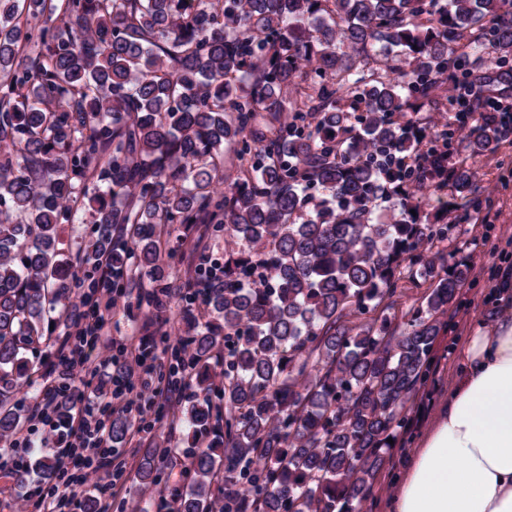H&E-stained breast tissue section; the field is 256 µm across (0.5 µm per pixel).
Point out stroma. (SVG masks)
Segmentation results:
<instances>
[{"label":"stroma","mask_w":512,"mask_h":512,"mask_svg":"<svg viewBox=\"0 0 512 512\" xmlns=\"http://www.w3.org/2000/svg\"><path fill=\"white\" fill-rule=\"evenodd\" d=\"M471 168L480 190V210L466 206L461 198L429 197L425 200L424 210L429 215L446 213L461 217L459 245L468 259L469 278L456 306L446 316L447 332L437 339L433 372L408 405L410 429L396 448L391 449L393 463L378 475L364 512H388L387 505L395 490L392 479L407 467L416 440L446 403L448 389L454 381L455 349L468 336L472 323L479 319L487 327H496L503 308H512V290L499 293L495 276L497 268L512 266V138L505 140L496 154L478 157ZM167 241L176 249L170 261L175 274V298L158 317L147 309L137 308L134 299H122L110 314V327L116 338L134 342L148 335L156 341L167 334L171 339H179L184 329L185 306L180 296L194 280L196 251L220 261L233 248L223 231H208L202 227L190 233L185 244H178L172 235ZM115 449L117 458L126 460L127 465L121 478H113L108 471L99 475L100 484L109 488L108 494L101 498L107 512H157V495L145 491L135 478L140 449L127 447L123 442L116 444Z\"/></svg>","instance_id":"obj_1"}]
</instances>
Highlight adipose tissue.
I'll return each instance as SVG.
<instances>
[{"label": "adipose tissue", "mask_w": 512, "mask_h": 512, "mask_svg": "<svg viewBox=\"0 0 512 512\" xmlns=\"http://www.w3.org/2000/svg\"><path fill=\"white\" fill-rule=\"evenodd\" d=\"M395 484L390 512H512V319L471 328L448 401Z\"/></svg>", "instance_id": "1"}]
</instances>
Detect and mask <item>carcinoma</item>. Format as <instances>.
I'll return each instance as SVG.
<instances>
[{"label":"carcinoma","instance_id":"1","mask_svg":"<svg viewBox=\"0 0 512 512\" xmlns=\"http://www.w3.org/2000/svg\"><path fill=\"white\" fill-rule=\"evenodd\" d=\"M450 74L476 118L487 88L512 92V0H0V437L26 422L15 394L41 392L28 354L64 340L70 284L96 290L108 256L163 310L161 229L213 224L240 248L195 269L173 512H362L468 281L458 225L403 190L480 204L466 162L448 168L455 131L425 132ZM507 135L486 117L462 152ZM231 146L244 168L219 194ZM85 212L97 235L72 259L58 229ZM405 278L425 291L401 310ZM111 423L120 442L134 420ZM162 448L141 483L173 466Z\"/></svg>","mask_w":512,"mask_h":512}]
</instances>
